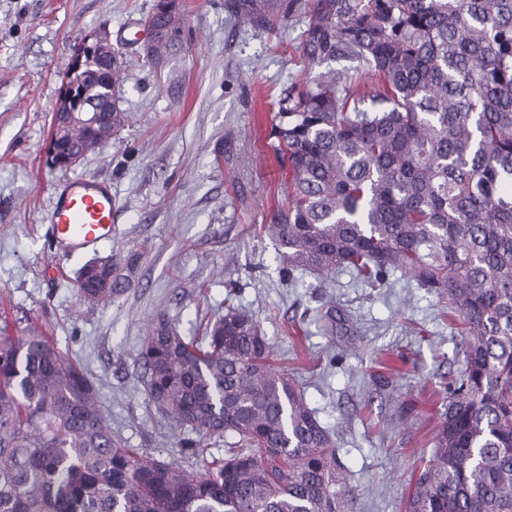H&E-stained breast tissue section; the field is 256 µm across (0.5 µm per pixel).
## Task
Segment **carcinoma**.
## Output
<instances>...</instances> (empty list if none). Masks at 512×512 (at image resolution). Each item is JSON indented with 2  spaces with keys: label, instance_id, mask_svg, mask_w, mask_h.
I'll return each mask as SVG.
<instances>
[{
  "label": "carcinoma",
  "instance_id": "1",
  "mask_svg": "<svg viewBox=\"0 0 512 512\" xmlns=\"http://www.w3.org/2000/svg\"><path fill=\"white\" fill-rule=\"evenodd\" d=\"M299 0H224L274 31ZM161 61L188 47L182 0H154ZM309 64L352 58L377 80L329 69L278 100L272 135L288 208L266 232L290 282L350 270L370 288L400 271L434 292L464 347L432 457L405 512H512V0H316ZM78 271L80 299L104 303ZM249 310L224 299L201 334L165 317L138 353L149 400L190 433L197 475L129 448L98 390L32 324L0 327V512H352L337 444L301 382L272 365ZM233 437L224 457H204Z\"/></svg>",
  "mask_w": 512,
  "mask_h": 512
}]
</instances>
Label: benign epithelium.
<instances>
[{
	"instance_id": "1",
	"label": "benign epithelium",
	"mask_w": 512,
	"mask_h": 512,
	"mask_svg": "<svg viewBox=\"0 0 512 512\" xmlns=\"http://www.w3.org/2000/svg\"><path fill=\"white\" fill-rule=\"evenodd\" d=\"M114 46L105 32L83 38L69 65L66 77L62 83L61 91L53 114V137L62 135L71 126L84 129L90 139H95L98 127L103 123H112V103L114 87H112V54ZM95 58L104 64L102 70L95 74V78L102 79L109 84V93L102 99L85 100L84 96L76 94L75 86L70 79L77 73L91 72L88 60ZM85 153L58 154L50 149V164L56 168H71L80 163Z\"/></svg>"
}]
</instances>
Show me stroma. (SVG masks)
I'll use <instances>...</instances> for the list:
<instances>
[{
	"label": "stroma",
	"mask_w": 512,
	"mask_h": 512,
	"mask_svg": "<svg viewBox=\"0 0 512 512\" xmlns=\"http://www.w3.org/2000/svg\"><path fill=\"white\" fill-rule=\"evenodd\" d=\"M189 49L152 64L141 54L153 0H0V300L16 327L41 321L67 360L95 381L102 411L131 447L193 472L180 431L146 394L135 357L165 314L194 335L197 302L234 292L273 347L274 366L304 363L306 397L339 447L354 512H404L432 454L460 338L433 293L402 274L372 289L348 271L283 278L260 233L286 207L288 168L272 148L271 102L311 82L297 12L279 31L242 28L224 0H183ZM107 31L121 44L116 92L124 126L77 166L46 162L59 89L79 41ZM75 176L112 184L110 239L61 258L50 201ZM112 259L129 285L91 309L74 278Z\"/></svg>",
	"instance_id": "1"
}]
</instances>
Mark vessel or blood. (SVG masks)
Here are the masks:
<instances>
[{
    "label": "vessel or blood",
    "mask_w": 512,
    "mask_h": 512,
    "mask_svg": "<svg viewBox=\"0 0 512 512\" xmlns=\"http://www.w3.org/2000/svg\"><path fill=\"white\" fill-rule=\"evenodd\" d=\"M53 235L66 255L81 252L112 234V187L76 177L63 184L51 203Z\"/></svg>",
    "instance_id": "1"
}]
</instances>
